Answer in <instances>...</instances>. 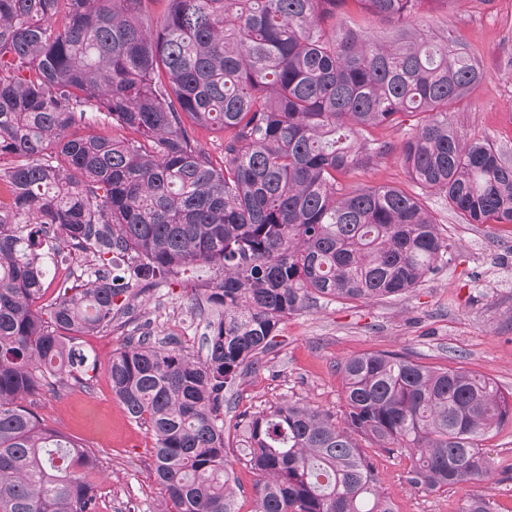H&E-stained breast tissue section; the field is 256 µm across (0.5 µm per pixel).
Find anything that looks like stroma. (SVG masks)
Segmentation results:
<instances>
[{
  "instance_id": "obj_1",
  "label": "stroma",
  "mask_w": 512,
  "mask_h": 512,
  "mask_svg": "<svg viewBox=\"0 0 512 512\" xmlns=\"http://www.w3.org/2000/svg\"><path fill=\"white\" fill-rule=\"evenodd\" d=\"M435 33H450L474 51L486 71L477 90L451 114L466 139H480L512 150V0H454L429 13ZM353 185L395 186L416 193L407 170L390 154L352 174ZM424 205L449 245L438 270L411 291L369 302L317 300L286 317L276 345L258 367L232 389L238 410L258 412L283 402H300L342 419L346 410L339 366L375 350L407 354L423 364L462 367L496 382L512 396V226L466 224L437 196ZM213 277L196 265L178 280H156L126 297L125 314L110 328L80 335L95 359L90 387L71 376L47 378L33 408L44 426L77 439L99 462L95 476L97 512H159L164 491L153 473L151 431L130 420L112 393L108 364L113 352L142 333L170 342L195 359L207 355L210 309L197 305L195 289ZM497 471L486 481L448 491L412 489L405 475L411 458L375 453L383 490L396 512H459L464 500L487 496L500 512H512V479L501 468L512 465V422L485 442ZM232 512H252L258 475L229 449Z\"/></svg>"
}]
</instances>
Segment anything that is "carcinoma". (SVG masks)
<instances>
[{"instance_id":"obj_1","label":"carcinoma","mask_w":512,"mask_h":512,"mask_svg":"<svg viewBox=\"0 0 512 512\" xmlns=\"http://www.w3.org/2000/svg\"><path fill=\"white\" fill-rule=\"evenodd\" d=\"M427 0H0V512H95L96 457L25 404L80 375L74 333L112 325L139 280L215 267L197 362L143 335L112 354V393L151 431L164 512H230L226 441L262 480L254 512H395L373 458L407 484L483 480L512 400L461 367L378 350L340 364L341 422L300 403L227 416L236 380L314 299L399 296L448 253L421 199L349 175L397 153L467 224H512L508 150L449 120L486 73L419 27ZM360 21L350 20L351 11ZM97 118L112 135L86 132ZM412 132L397 144L377 128ZM224 144L217 166L197 139ZM134 131L136 138L123 135ZM92 258L43 319L57 242ZM460 512H499L472 497Z\"/></svg>"}]
</instances>
